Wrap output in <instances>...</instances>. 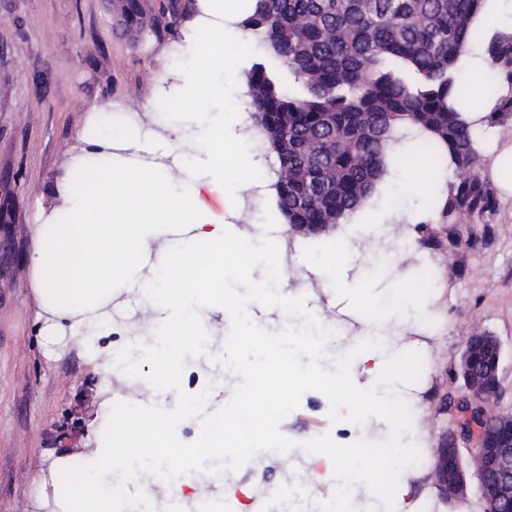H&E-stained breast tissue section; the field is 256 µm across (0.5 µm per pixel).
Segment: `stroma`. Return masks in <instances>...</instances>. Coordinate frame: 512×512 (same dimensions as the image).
I'll return each mask as SVG.
<instances>
[{
	"label": "stroma",
	"instance_id": "1",
	"mask_svg": "<svg viewBox=\"0 0 512 512\" xmlns=\"http://www.w3.org/2000/svg\"><path fill=\"white\" fill-rule=\"evenodd\" d=\"M115 2L0 0V512H48L57 490L50 475L62 460L75 465L91 449L108 446L112 408L122 397L69 335L47 344L29 265L36 225L58 220L59 191L70 181L74 155L111 134L109 126H95V118L130 113L141 139L152 140L165 133L159 105L182 109L177 56L185 33L200 21L198 0H182L187 9L173 28L166 24L168 0H144L160 20L157 36L144 43L135 40ZM229 2L225 39L233 51L212 72L224 83V98L197 100L194 109L230 120L245 105L243 77L260 52L254 45L235 50L245 0ZM257 159L258 180L238 191L235 210L210 190L202 192L211 209L249 239L262 230L265 213L277 211L268 177L275 159L262 153ZM406 181L405 169L393 170L367 207L325 235L301 236L277 219L274 235L292 246L289 264L307 263L278 289L305 297L307 310L330 315L335 327L327 349L338 356L368 327L356 300L312 271L328 260L331 243L351 245L355 256L345 275L364 282L377 304L386 303L393 283L419 285L430 313L402 335L410 349L403 366L408 403L416 408L406 437L435 449L455 426L454 414L439 413L438 406L447 390L465 392L454 368L469 336L488 332L500 339V388L486 406L512 414V196L496 193L494 212L441 224L430 197L407 192ZM370 222L379 232L361 233L360 225ZM280 429L299 442L327 433L340 444L380 441L389 433L388 423L376 417L362 430L331 420L329 402L318 392L304 393ZM401 477L414 512H483L475 487L466 501L440 500L428 466L409 465Z\"/></svg>",
	"mask_w": 512,
	"mask_h": 512
}]
</instances>
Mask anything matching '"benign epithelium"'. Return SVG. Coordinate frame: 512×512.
<instances>
[{"mask_svg":"<svg viewBox=\"0 0 512 512\" xmlns=\"http://www.w3.org/2000/svg\"><path fill=\"white\" fill-rule=\"evenodd\" d=\"M502 346L487 334L467 338L455 374L474 396L491 397L500 387ZM459 429L448 432V448L436 458L431 477L448 501H463L469 477L462 464L458 439L477 443L475 458L480 499L487 512H512V414L491 415L467 396L452 397Z\"/></svg>","mask_w":512,"mask_h":512,"instance_id":"benign-epithelium-1","label":"benign epithelium"}]
</instances>
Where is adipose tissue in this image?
I'll list each match as a JSON object with an SVG mask.
<instances>
[{"label":"adipose tissue","instance_id":"adipose-tissue-1","mask_svg":"<svg viewBox=\"0 0 512 512\" xmlns=\"http://www.w3.org/2000/svg\"><path fill=\"white\" fill-rule=\"evenodd\" d=\"M211 16L189 34L188 61L183 67L184 98L222 97L212 81L214 66L227 53L224 0H212ZM204 164L211 189H245L255 180L256 162L242 139L223 124L202 121ZM115 156L90 164V187L76 193L63 188L65 224L35 228L37 247L30 257L45 312L42 333L71 338L101 358L106 375H116L130 358L149 365L155 389L140 392L126 386L125 400L144 406L140 420L160 456L184 463L224 445L216 425L224 419V393L214 390L204 401L179 397L182 385L183 339L213 337L224 313V274L229 265L245 268L242 243H229L223 224L201 221L207 205L199 185L184 177L186 161L169 140L141 143L116 130L109 142ZM163 235H156L157 225ZM140 295L136 311L148 339L132 350L100 353L98 340L112 330L107 307L116 291ZM392 306L372 311L368 321L379 331L362 337L347 355V371L364 376L366 403L386 406L403 397V350L381 329H407L427 312V303L407 281L390 290ZM197 423L193 444H184L180 424ZM112 454L93 459L86 479L56 498L58 512H112Z\"/></svg>","mask_w":512,"mask_h":512}]
</instances>
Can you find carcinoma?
I'll list each match as a JSON object with an SVG mask.
<instances>
[{"label":"carcinoma","instance_id":"obj_1","mask_svg":"<svg viewBox=\"0 0 512 512\" xmlns=\"http://www.w3.org/2000/svg\"><path fill=\"white\" fill-rule=\"evenodd\" d=\"M485 0H246L241 33L261 49L246 73L249 117L288 224H342L403 156L410 131L455 184L441 185V224L490 213L477 129L462 116L463 58L484 37ZM118 9L139 40L157 34L140 0ZM494 113L512 112V36L487 42Z\"/></svg>","mask_w":512,"mask_h":512}]
</instances>
